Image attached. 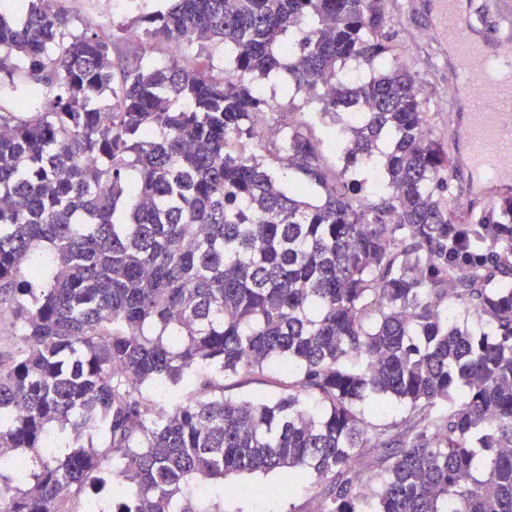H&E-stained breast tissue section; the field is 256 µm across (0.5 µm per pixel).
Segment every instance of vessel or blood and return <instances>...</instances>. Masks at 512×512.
Listing matches in <instances>:
<instances>
[{"label": "vessel or blood", "instance_id": "b4317fda", "mask_svg": "<svg viewBox=\"0 0 512 512\" xmlns=\"http://www.w3.org/2000/svg\"><path fill=\"white\" fill-rule=\"evenodd\" d=\"M429 27L448 56V70L467 94L469 110L453 113L452 164L468 177L466 208L512 194V70L501 73L488 54L475 0H429Z\"/></svg>", "mask_w": 512, "mask_h": 512}]
</instances>
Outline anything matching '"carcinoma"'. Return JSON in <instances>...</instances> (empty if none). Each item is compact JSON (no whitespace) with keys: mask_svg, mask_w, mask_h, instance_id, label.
I'll use <instances>...</instances> for the list:
<instances>
[{"mask_svg":"<svg viewBox=\"0 0 512 512\" xmlns=\"http://www.w3.org/2000/svg\"><path fill=\"white\" fill-rule=\"evenodd\" d=\"M56 2L0 12V92L36 104L0 107V450L23 458L0 512H78L107 487L112 512H224L226 477L272 471L306 475L322 512H512V199L453 222L384 0H172L108 38ZM134 26L180 52L112 60ZM280 70L323 116L363 110L344 159L378 174L374 202L295 125L261 147L305 184L228 149L257 137L276 107L257 82ZM457 232L477 263L448 257ZM275 363L273 400L210 373ZM370 394L407 414L369 424ZM374 448L372 493L354 463Z\"/></svg>","mask_w":512,"mask_h":512,"instance_id":"obj_1","label":"carcinoma"}]
</instances>
